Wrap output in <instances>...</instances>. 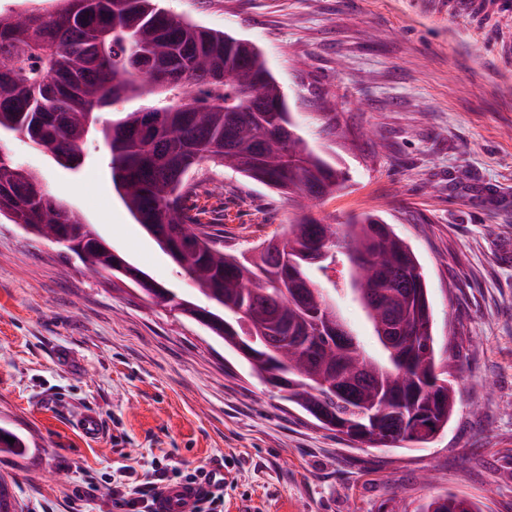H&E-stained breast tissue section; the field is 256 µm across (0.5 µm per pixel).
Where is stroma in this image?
Segmentation results:
<instances>
[{"instance_id": "35a3bbf8", "label": "stroma", "mask_w": 512, "mask_h": 512, "mask_svg": "<svg viewBox=\"0 0 512 512\" xmlns=\"http://www.w3.org/2000/svg\"><path fill=\"white\" fill-rule=\"evenodd\" d=\"M184 20L256 45L309 148L348 173L318 203L330 224L375 211L426 274L456 411L432 442L357 447L251 377L207 329L132 283L89 273L0 219V453L19 512H115L116 477L224 471L222 512H416L456 494L512 512V10L503 0H162ZM19 165L78 208L152 279L193 284L116 194L101 140L78 170L22 138ZM199 190L225 250H252L296 210L276 190L205 165ZM96 411L104 434L73 421Z\"/></svg>"}]
</instances>
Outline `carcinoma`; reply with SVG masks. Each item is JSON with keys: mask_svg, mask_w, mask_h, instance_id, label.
<instances>
[{"mask_svg": "<svg viewBox=\"0 0 512 512\" xmlns=\"http://www.w3.org/2000/svg\"><path fill=\"white\" fill-rule=\"evenodd\" d=\"M50 7L0 13V130L50 151L75 170L89 135L108 148L114 186L139 224H150L172 246L171 260L205 302L197 308L224 315L215 335L234 348L249 346L264 379L288 368V402L326 430L354 439L384 408L373 448L431 442L451 419L456 389L448 379V350L437 347L423 268L411 247L372 213L334 226L343 262L363 246L383 266L362 268L359 288L391 319L413 329L379 354L360 344L340 346L330 328L336 306L320 276L327 267L308 261L312 222L297 216L281 235L288 251L274 263L258 246L255 257L224 251L207 209L185 201L200 182L189 173L219 163L262 182L291 201H320L343 188L345 173L309 149L290 119L279 83L261 51L226 33L178 19L158 0H47ZM153 81L140 80L142 68ZM254 83L267 112H246L240 78ZM149 104L100 122L118 102ZM254 135L225 140L232 118ZM54 214L60 234L89 255L97 271L120 259L89 237L66 204L49 193L38 172L17 164L0 144V218L37 226ZM145 294L174 307L170 289L153 283ZM442 381L434 388L429 376ZM15 439L10 443L5 437ZM27 441L0 427V450ZM418 512H481L472 500L441 495Z\"/></svg>", "mask_w": 512, "mask_h": 512, "instance_id": "cac0c4a2", "label": "carcinoma"}]
</instances>
